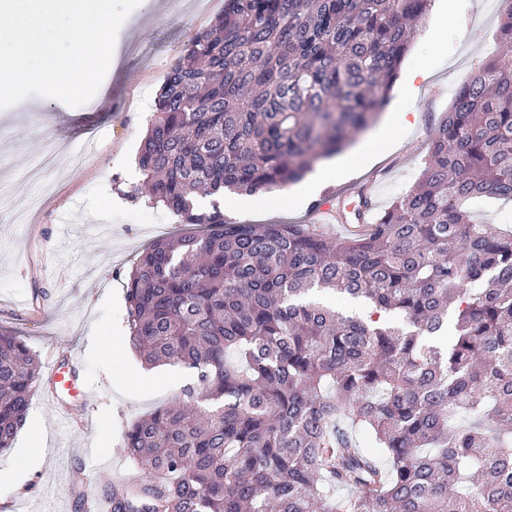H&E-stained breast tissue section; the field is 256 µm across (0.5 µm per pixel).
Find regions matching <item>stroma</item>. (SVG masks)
Segmentation results:
<instances>
[{
	"label": "stroma",
	"instance_id": "stroma-1",
	"mask_svg": "<svg viewBox=\"0 0 512 512\" xmlns=\"http://www.w3.org/2000/svg\"><path fill=\"white\" fill-rule=\"evenodd\" d=\"M194 0H159L154 11L135 9L115 40L117 62L96 94L78 107L30 97L26 107L0 110V330L19 336L39 358L49 349L71 352L81 363L90 399L74 404L68 425L35 393L25 427L12 448L0 450V505L35 497L38 512H82L79 496H99L136 473L121 450L130 422L179 394L184 370L161 365L153 383L139 384L142 362L118 346L126 325L125 274L155 238L191 232L178 217L126 193L142 180L137 152L154 98L171 64L185 55L191 37L224 10L198 14ZM500 6L496 0H432L417 23L404 68L425 72L414 98L392 93L385 110L411 126L398 127L393 145L336 181L314 185L305 176L285 192L228 193L224 215L239 224H306L323 194L373 181L378 210H385L416 180L430 138L457 86L496 55ZM85 153L74 157L75 146ZM55 158L45 178L53 194L29 209L38 186H22L27 169ZM39 432L42 449L29 440Z\"/></svg>",
	"mask_w": 512,
	"mask_h": 512
}]
</instances>
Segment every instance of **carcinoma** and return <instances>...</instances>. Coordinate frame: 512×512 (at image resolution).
<instances>
[{
  "instance_id": "cac0c4a2",
  "label": "carcinoma",
  "mask_w": 512,
  "mask_h": 512,
  "mask_svg": "<svg viewBox=\"0 0 512 512\" xmlns=\"http://www.w3.org/2000/svg\"><path fill=\"white\" fill-rule=\"evenodd\" d=\"M429 2L224 0L170 67L128 196L205 231L142 250L126 323L146 364L192 378L125 428L137 477L106 490L111 512H512V227L470 210L512 202V0L417 182L379 214L360 196L366 231L220 207L288 188L375 121ZM323 290L401 321L340 313ZM41 384L37 355L0 333V449Z\"/></svg>"
}]
</instances>
